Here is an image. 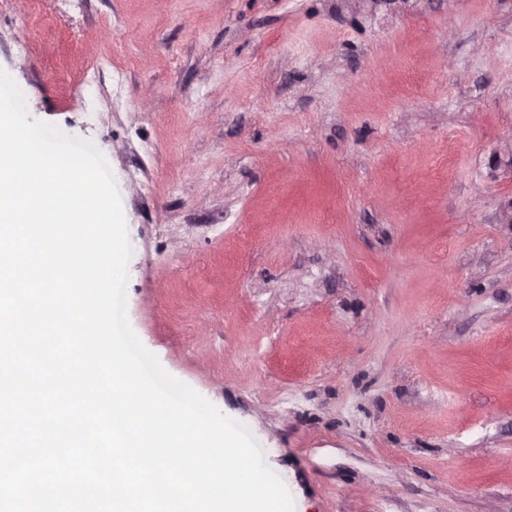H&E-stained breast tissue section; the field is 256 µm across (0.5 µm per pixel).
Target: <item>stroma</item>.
Segmentation results:
<instances>
[{"label":"stroma","instance_id":"stroma-1","mask_svg":"<svg viewBox=\"0 0 512 512\" xmlns=\"http://www.w3.org/2000/svg\"><path fill=\"white\" fill-rule=\"evenodd\" d=\"M0 69L295 512H512V0H0Z\"/></svg>","mask_w":512,"mask_h":512}]
</instances>
